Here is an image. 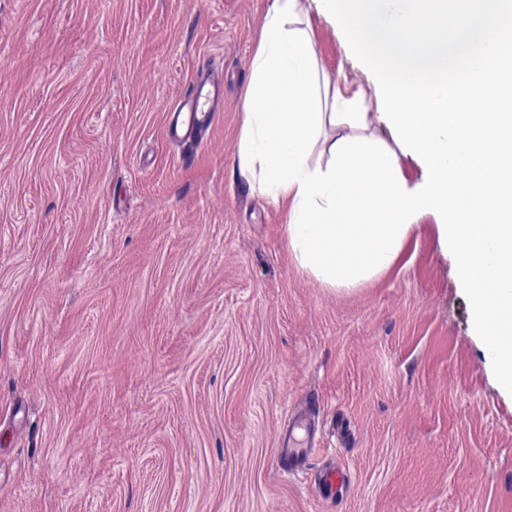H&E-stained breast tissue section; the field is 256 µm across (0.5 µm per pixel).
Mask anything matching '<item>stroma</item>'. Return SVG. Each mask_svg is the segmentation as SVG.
Segmentation results:
<instances>
[{
    "label": "stroma",
    "mask_w": 512,
    "mask_h": 512,
    "mask_svg": "<svg viewBox=\"0 0 512 512\" xmlns=\"http://www.w3.org/2000/svg\"><path fill=\"white\" fill-rule=\"evenodd\" d=\"M270 2L0 0V512H512V390L435 219L330 288L238 168ZM302 7L376 109L380 46ZM210 65L226 105L185 165L165 117ZM301 425H293L288 430V435L283 440L282 454L292 466H300L305 464L308 459L309 449L305 440H299L295 436V429Z\"/></svg>",
    "instance_id": "stroma-1"
}]
</instances>
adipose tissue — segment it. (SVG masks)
I'll list each match as a JSON object with an SVG mask.
<instances>
[{
  "label": "adipose tissue",
  "mask_w": 512,
  "mask_h": 512,
  "mask_svg": "<svg viewBox=\"0 0 512 512\" xmlns=\"http://www.w3.org/2000/svg\"><path fill=\"white\" fill-rule=\"evenodd\" d=\"M349 36L385 17L389 55L434 63L460 44L481 45L476 79L430 87L393 83L389 99L425 102L422 112H372L322 75L301 0H272L251 64L238 160L259 194L288 204V244L298 265L326 285L355 287L384 272L424 214L453 250L482 331L512 334V113L449 111L512 85V56L496 53L495 14L462 13L458 38L413 41L417 0H321ZM389 125L388 144L374 132ZM426 176L411 182L398 151Z\"/></svg>",
  "instance_id": "adipose-tissue-1"
}]
</instances>
